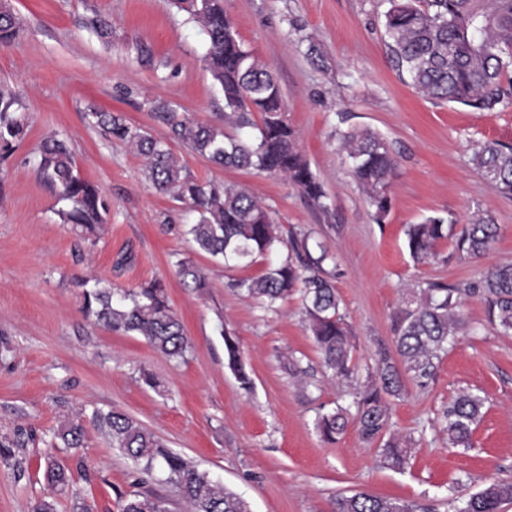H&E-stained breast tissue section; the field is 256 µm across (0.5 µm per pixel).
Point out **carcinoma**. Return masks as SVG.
<instances>
[{
	"mask_svg": "<svg viewBox=\"0 0 512 512\" xmlns=\"http://www.w3.org/2000/svg\"><path fill=\"white\" fill-rule=\"evenodd\" d=\"M202 27L207 37L204 62L224 96V122L239 130L230 135L216 125L197 122L176 112L167 100L150 102L153 118L168 127L171 138L188 144L211 162L239 169L279 174L291 181L323 214H333L328 196L300 150L298 134L285 117V104L277 78L239 38L233 21L224 14L221 0H173ZM384 13L386 46L399 74L419 95L479 112H493L512 100V0H388ZM21 26L11 9L0 2V46L9 45ZM20 101L0 92V150L9 151L22 139L25 117ZM90 125L113 139L131 145L143 158L154 188L187 203L197 214L188 234L198 248L224 259V265H248L258 255L278 249L283 240L268 209L253 195L232 185L200 182L188 174L168 141L132 126L119 113L92 110ZM351 163V175L366 192L375 222L384 223L391 210L390 181L396 159L378 133L352 130L342 137ZM42 178L59 189L66 206L57 211L64 224L79 235L95 240L107 224L109 205L101 189L81 177L68 141L55 135L39 146ZM471 162L504 197H512V144L486 142ZM498 235L489 215L475 218L462 230L456 246L470 255L485 254ZM448 238V224L430 215L406 230V246L416 263L427 260ZM334 261L322 244L309 246V236L288 239L287 254L259 277L236 280L233 287L268 305L283 301L301 288L307 329L322 355L323 366L334 377L350 373L351 332L340 313L336 288L326 277L324 265ZM183 281L196 288L207 286L200 269L189 261L179 264ZM419 298L395 322L398 358L380 354L376 374L368 377L355 401L358 431L363 441L383 438L389 423L387 398L404 392V377L421 386L433 377L435 360L461 327L460 296L477 295L485 305L488 321L512 331V264L498 265L475 284L463 288L435 282L417 285ZM82 308L95 320L114 330L136 334L166 357L183 360L190 348L183 325L172 312L165 285L152 281L134 294H119L95 283L82 292ZM229 368L240 388L253 387L237 341L225 331ZM485 397L464 391L443 410V431L452 447L467 448L482 417ZM348 409L339 406L319 415L316 430L327 443L336 442L348 422ZM112 447L118 448L143 470L159 464L191 507V512H247L237 495L220 487L182 455L170 450L154 433L131 415L120 411L96 413ZM65 447H83L80 423L69 421L56 433ZM385 465L402 470L410 449L397 440L380 448ZM45 477L55 489L69 485L71 474L56 461H46ZM512 502V483L484 480L456 512H501ZM122 512H163L159 501L135 495L123 501ZM335 512H415L413 506L365 492L336 499Z\"/></svg>",
	"mask_w": 512,
	"mask_h": 512,
	"instance_id": "obj_1",
	"label": "carcinoma"
}]
</instances>
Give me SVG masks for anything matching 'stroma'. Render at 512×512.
I'll list each match as a JSON object with an SVG mask.
<instances>
[{
    "label": "stroma",
    "mask_w": 512,
    "mask_h": 512,
    "mask_svg": "<svg viewBox=\"0 0 512 512\" xmlns=\"http://www.w3.org/2000/svg\"><path fill=\"white\" fill-rule=\"evenodd\" d=\"M9 3L23 26L0 46V89L20 98L28 127L12 151L0 153V439L18 442L20 462L0 464V512H33L43 499L54 501L55 512H120L122 497L137 493L153 495L163 512H189L162 469L141 473L112 447L95 414L113 409L138 419L249 512H333L337 496L357 491L453 512L479 479L512 480V332L491 326L475 295L463 296L462 328L427 386L406 380L402 397L388 401L389 431L411 449L405 470L386 467L356 422L333 444L315 429L318 414L352 403L379 352H394L393 319L415 299L417 282L462 286L512 263V199L494 192L470 162L484 142L512 143V105L477 112L414 93L388 58L386 0H223L241 39L275 73L334 215L319 213L282 176L216 166L178 141L171 148L195 178L261 198L282 237L311 233L334 255L328 271L354 367L350 377L335 378L306 327L300 292L270 307L234 288L236 279L262 275L269 259L228 267L200 251L186 233L195 213L152 187L129 145L87 122L90 107L104 108L163 139L167 129L149 103L165 99L195 121L223 124L224 99L203 62L200 25L170 0ZM96 16L110 23L109 37L88 28ZM311 43L324 64L307 58ZM143 48L150 60H141ZM355 128L380 134L398 159L381 224L349 173L340 136ZM53 133L68 139L80 175L111 203L97 242L60 222L63 203L38 174L37 147ZM479 212L500 226L484 257L452 256L448 239L436 257L413 263L406 225L438 214L459 227ZM185 260L203 272L206 288L183 282ZM93 279L119 291L161 281L192 344L186 360L86 316L80 283ZM227 331L251 372V390L226 364ZM145 372L156 387L144 383ZM464 391L487 402L471 447L454 448L440 418ZM71 419L82 423L85 446L77 457L56 449L73 471L70 486L57 492L39 455Z\"/></svg>",
    "instance_id": "1"
}]
</instances>
